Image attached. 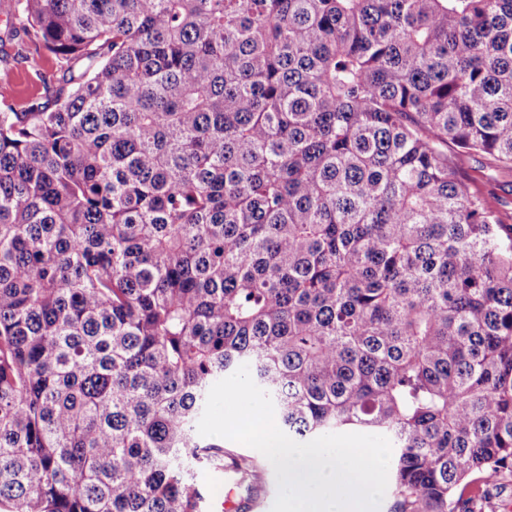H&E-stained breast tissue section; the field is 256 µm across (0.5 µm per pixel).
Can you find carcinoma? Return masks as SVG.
<instances>
[{
  "label": "carcinoma",
  "instance_id": "obj_1",
  "mask_svg": "<svg viewBox=\"0 0 512 512\" xmlns=\"http://www.w3.org/2000/svg\"><path fill=\"white\" fill-rule=\"evenodd\" d=\"M59 87L0 106V505L233 512L240 365L293 440L394 448L392 512L512 479V0H17ZM461 172L471 179V188L481 194L495 193L499 198L503 214H512V176L496 175L487 168V161L480 155L462 156L459 159ZM493 176L495 179H490Z\"/></svg>",
  "mask_w": 512,
  "mask_h": 512
}]
</instances>
